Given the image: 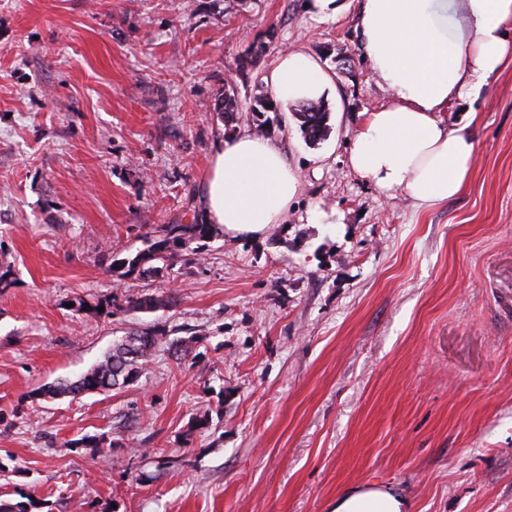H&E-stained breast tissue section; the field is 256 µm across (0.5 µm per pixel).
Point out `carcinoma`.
Listing matches in <instances>:
<instances>
[{
    "label": "carcinoma",
    "instance_id": "carcinoma-1",
    "mask_svg": "<svg viewBox=\"0 0 512 512\" xmlns=\"http://www.w3.org/2000/svg\"><path fill=\"white\" fill-rule=\"evenodd\" d=\"M253 112L261 115L277 111V101L269 96L255 100L248 107L242 106L229 94L220 100L219 112L224 121L234 119L238 112ZM294 115L305 138L312 144L323 140L328 133V110L324 101H299ZM221 235L219 225L207 223L164 224L143 236V248L128 254L116 263L122 269L121 276L165 277L173 270V262L182 253L201 259L202 243ZM165 306L164 299L153 295L132 298L126 305H114L98 300L89 304L79 300L75 310L98 313L104 308L108 315L114 311L154 312ZM165 334L158 331L135 332L122 337L105 353L103 359L75 380H66L40 390L39 396L56 399L63 396L81 395L88 392H107L127 387L138 381L151 362L155 350ZM114 441L97 436H84L70 442L69 449L88 448L92 457H104ZM36 502L28 497L24 500L0 499V512H33Z\"/></svg>",
    "mask_w": 512,
    "mask_h": 512
}]
</instances>
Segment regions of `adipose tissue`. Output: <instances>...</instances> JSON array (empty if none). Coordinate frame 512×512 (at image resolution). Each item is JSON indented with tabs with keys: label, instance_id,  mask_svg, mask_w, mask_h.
Listing matches in <instances>:
<instances>
[{
	"label": "adipose tissue",
	"instance_id": "obj_1",
	"mask_svg": "<svg viewBox=\"0 0 512 512\" xmlns=\"http://www.w3.org/2000/svg\"><path fill=\"white\" fill-rule=\"evenodd\" d=\"M363 59L390 92L357 128L348 164L384 193L429 210L467 185L477 155L469 125L451 129L442 112L478 95L512 60V0H361ZM264 81L283 102L328 100L334 77L298 49L283 50ZM300 180L268 139L242 133L220 143L203 186L208 223L259 236L282 223ZM391 489L339 495L334 512H406Z\"/></svg>",
	"mask_w": 512,
	"mask_h": 512
}]
</instances>
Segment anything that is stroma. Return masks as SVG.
Segmentation results:
<instances>
[{
    "label": "stroma",
    "mask_w": 512,
    "mask_h": 512,
    "mask_svg": "<svg viewBox=\"0 0 512 512\" xmlns=\"http://www.w3.org/2000/svg\"><path fill=\"white\" fill-rule=\"evenodd\" d=\"M308 2L0 0V495L43 512H331L389 486L410 512H512V65L472 105L466 189L418 214L347 164L363 112L388 101L359 0L321 21ZM286 47L336 85L317 144L288 106L268 115L301 181L285 221L216 237L168 277L117 279L147 231L203 217L215 148L256 130L216 105L269 94ZM144 295L165 308L73 309ZM148 330L197 336L194 356L163 343L133 385L37 398ZM100 434L117 441L106 460L67 447Z\"/></svg>",
    "instance_id": "stroma-1"
}]
</instances>
